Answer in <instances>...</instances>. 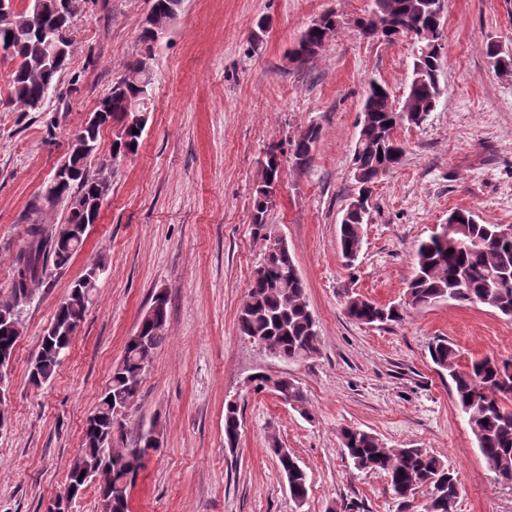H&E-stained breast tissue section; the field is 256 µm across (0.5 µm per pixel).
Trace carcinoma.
<instances>
[{"label": "carcinoma", "instance_id": "1", "mask_svg": "<svg viewBox=\"0 0 512 512\" xmlns=\"http://www.w3.org/2000/svg\"><path fill=\"white\" fill-rule=\"evenodd\" d=\"M60 2L30 0L20 10L13 0H6L10 14L0 21V28L16 32L12 51L6 55L15 62L9 103L24 112L30 111L32 102L47 99L55 89L70 56L71 20L88 0H68V9L63 12L59 11ZM181 3L182 0H152L150 14L159 26L155 31H141L140 41L147 54H152L158 36L175 22ZM443 7L444 0H374L372 12L354 22L361 37L387 42L399 37L413 47L414 54L411 79L403 96L391 94L374 81L369 83L352 158L353 180L362 188L376 183L400 164L404 149L398 142V132L422 125L421 116L429 115L437 106L445 50ZM325 20L321 28L304 30L288 50V63L300 67L320 56L341 28L335 13H325ZM127 74L130 78L115 82L99 102L97 111H106L107 118L95 127L83 129V133L96 142L101 128L112 123L118 127L112 151L118 153L124 145L134 154L145 125L132 123V108L142 109L144 96L151 95L152 74L144 72L142 60L130 65ZM135 128L139 133H133ZM320 135V126L311 122L289 140L292 170H310ZM66 161L72 175L61 181L51 179L31 203L27 243L15 261L10 298L0 302V352L14 353L21 307L47 277L46 252H51L56 266L62 268L84 243L82 239L61 241L69 225L81 223V216L69 212L63 223L50 227L43 222L44 215L71 195L83 196L91 209L108 193L109 185L95 179L83 157L70 153ZM278 177L279 171L272 164L262 169L253 214L259 230L265 229L275 206L266 188ZM449 218L454 223L447 236L434 234L418 245L413 257L414 274L402 302L381 305L361 295L350 296L345 302L346 315L362 324L398 323L411 309L455 302L482 304L512 318V232L505 233L507 227L502 224H482L468 210L454 211ZM364 224L366 220L352 212L339 225L340 248L349 261L355 260L360 251ZM96 286L81 278L73 283L69 304L57 309L41 337L30 365L31 383L38 386L53 378L84 321L89 296ZM167 305L166 296L157 294L137 331L128 338L122 361L86 421L78 461L72 464L66 478L68 485L82 490L89 479L80 476L77 468L83 465L93 469L99 476L95 492L103 512H130V488L143 468L142 458L158 451L150 429L138 436L131 450H116L111 444L123 428L114 406L134 403L143 380V365L151 361L166 339ZM237 325L241 336L253 343L264 342V349L275 357L301 362L318 355L316 323L288 248L268 254L255 269ZM429 356L434 365L448 373L455 405L467 419L488 467L497 479L512 483V360L484 357L462 364L459 351L444 338L429 346ZM255 380L261 389L274 386L280 397L301 414L309 415L305 397L294 380L266 375H258ZM239 434L238 405L228 403L224 412L225 444L235 447ZM340 441L355 468L380 471L387 476L389 490L401 506L409 507L422 492L426 496L424 512H454L460 482L455 470L440 456L425 448L388 447L376 435L357 427L342 429ZM274 453L290 496L300 508L309 496L308 474L290 451L276 448Z\"/></svg>", "mask_w": 512, "mask_h": 512}]
</instances>
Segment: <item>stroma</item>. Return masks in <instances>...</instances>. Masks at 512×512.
Here are the masks:
<instances>
[{
	"instance_id": "obj_1",
	"label": "stroma",
	"mask_w": 512,
	"mask_h": 512,
	"mask_svg": "<svg viewBox=\"0 0 512 512\" xmlns=\"http://www.w3.org/2000/svg\"><path fill=\"white\" fill-rule=\"evenodd\" d=\"M152 0H89L71 27L72 53L39 111L7 105L13 65L0 60V300L26 245L29 203L65 160L72 135L130 62L148 57L152 104L136 154L112 168L110 191L82 248L64 268L48 265L20 310L13 386L0 409V512H45L65 486L128 336L157 293L168 299L167 339L155 352L116 448L158 424L162 446L131 489V512H400L384 474L355 469L340 430L357 426L390 447L425 448L461 481L455 512H512V484L486 466L451 382L430 344L451 341L462 362L512 359V320L484 305L442 303L398 323L360 324L347 295L401 301L413 253L456 209L483 224H512V0H445L448 54L442 95L421 126L401 130V164L372 189L361 251L346 263L338 243L355 192L354 143L369 81L402 94L413 51L367 40L352 26L373 0H184L152 55L139 43ZM335 11L341 33L308 64L285 55L319 14ZM316 123L312 168L291 169L288 141ZM277 152L284 176L268 223L293 255L318 326L320 352L288 362L240 336L237 316L266 243L253 224L261 162ZM106 266L55 377L28 370L71 284ZM258 375L299 384L307 414ZM241 419L224 443V406ZM290 449L310 483L296 507L275 449Z\"/></svg>"
}]
</instances>
